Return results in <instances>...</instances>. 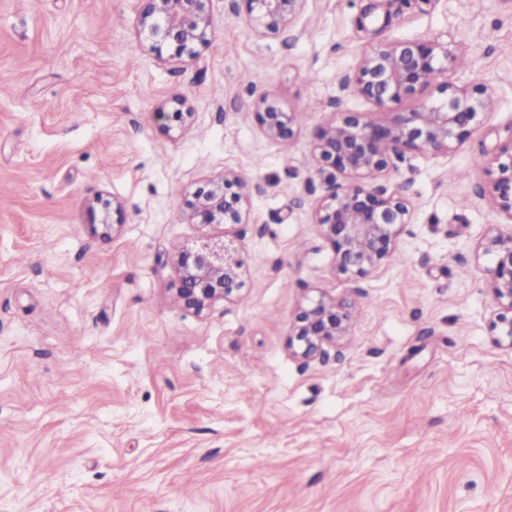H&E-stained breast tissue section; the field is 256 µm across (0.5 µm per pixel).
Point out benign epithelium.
<instances>
[{"mask_svg":"<svg viewBox=\"0 0 512 512\" xmlns=\"http://www.w3.org/2000/svg\"><path fill=\"white\" fill-rule=\"evenodd\" d=\"M141 33L157 53L168 49L194 59L195 47L210 41L211 0H140ZM251 30L260 36L280 34L300 14L305 0H242ZM456 56L440 41L392 40L361 57L341 88L369 101L380 118L346 112L319 130L313 152L317 171L329 172L328 194L315 208L314 223L336 254L339 271L365 278L397 250L414 207L403 192L373 186L366 180L385 175L409 153L446 154L459 149L489 105L483 85H440L444 97L431 101L422 93L448 71ZM397 105L405 112H392ZM253 119L273 141L293 135L296 113L262 96ZM158 120L180 126L193 117L186 100L176 97ZM489 181V195L512 223V144L500 147ZM248 194L234 171L197 188L186 201L187 217L198 224L244 223ZM485 258L487 288L496 303L490 328L499 345L512 349V231L489 225L476 249ZM178 272L176 297L198 311L216 300H231L244 286V268L232 242L206 239L185 246L174 257ZM349 316L333 298H321L301 309L288 338V349L303 359L324 358L327 348L349 334Z\"/></svg>","mask_w":512,"mask_h":512,"instance_id":"obj_1","label":"benign epithelium"}]
</instances>
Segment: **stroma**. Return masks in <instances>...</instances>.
I'll return each instance as SVG.
<instances>
[{"label": "stroma", "instance_id": "35a3bbf8", "mask_svg": "<svg viewBox=\"0 0 512 512\" xmlns=\"http://www.w3.org/2000/svg\"><path fill=\"white\" fill-rule=\"evenodd\" d=\"M139 9L0 0V512H512V349L475 258L505 222L484 192L512 142V0H305L274 37L211 0L194 59L141 43ZM395 39L446 41L443 81L490 105L458 150L381 178L415 220L353 280L313 222V147L372 113L341 82ZM265 94L296 112L289 141L256 126ZM177 96L193 118L163 128ZM228 170L246 222L189 221ZM223 235L243 289L182 306L173 253ZM323 296L351 334L304 360L291 326Z\"/></svg>", "mask_w": 512, "mask_h": 512}]
</instances>
